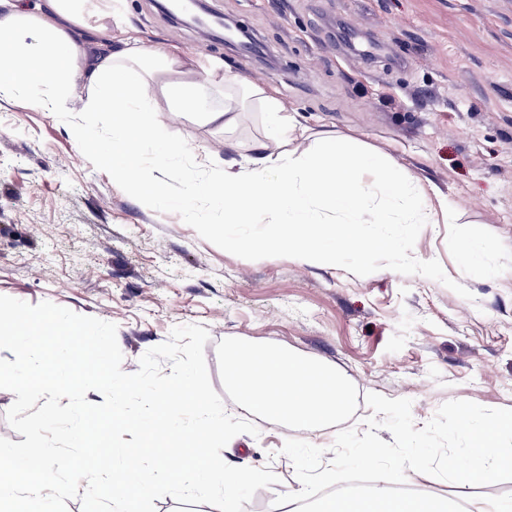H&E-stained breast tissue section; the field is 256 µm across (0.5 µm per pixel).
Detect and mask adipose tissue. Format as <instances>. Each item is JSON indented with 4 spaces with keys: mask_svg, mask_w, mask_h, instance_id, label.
I'll return each mask as SVG.
<instances>
[{
    "mask_svg": "<svg viewBox=\"0 0 512 512\" xmlns=\"http://www.w3.org/2000/svg\"><path fill=\"white\" fill-rule=\"evenodd\" d=\"M95 2L44 0L32 9L25 0H0V40L7 42L0 50V95L24 96L55 112L60 100L74 94L75 78L83 77L89 108L112 115V137L101 151L111 159L114 177L134 192L158 196L161 188L143 178V147L151 137L139 119L143 107L159 94L170 110L194 112L223 127L234 124L239 107L229 98L223 108L212 107L206 89L215 78L191 59L145 49L132 35L116 42L107 28L90 27ZM264 102L268 133L254 156L245 165L230 161L223 171L209 172L204 182L188 186L187 196L223 199L225 223L268 225L266 249L291 251L323 267L336 265L341 248H362L364 225L394 223L397 206L432 223L423 190L391 157L355 155L333 136L321 138L315 152L296 156L290 143L303 129L273 97ZM366 172L373 180H363ZM225 371L247 380L241 400L248 411L308 431L346 409L347 387L335 372L278 353L239 349Z\"/></svg>",
    "mask_w": 512,
    "mask_h": 512,
    "instance_id": "ef3b65f1",
    "label": "adipose tissue"
}]
</instances>
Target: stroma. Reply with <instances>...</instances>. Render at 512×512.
I'll list each match as a JSON object with an SVG mask.
<instances>
[{"label":"stroma","mask_w":512,"mask_h":512,"mask_svg":"<svg viewBox=\"0 0 512 512\" xmlns=\"http://www.w3.org/2000/svg\"><path fill=\"white\" fill-rule=\"evenodd\" d=\"M208 4L248 25L268 64L171 21L157 0H124L119 25L89 22L273 90L306 128L297 152L333 135L389 154L453 223L367 225L379 244L410 242L405 257L379 247L326 268L268 253L262 225L225 223L213 199L190 201L191 223L177 207L196 169L251 157L266 129L259 100L227 129L162 101L142 113L147 128L194 149L168 157L163 143L147 142L145 179L161 185L162 203L114 179L76 135L80 126L112 137L109 113L85 111V87L63 112L0 98V295L116 324L127 373L173 327L202 325L212 386L238 419L247 413L224 383L228 350L283 351L332 367L347 384L348 409L309 438L326 450L337 431H364L370 392L410 399L419 429L451 400L512 409V0ZM242 240L252 249H237ZM424 265L428 275L418 276ZM254 422L258 436H235L221 455L235 467H270L278 482L244 512H291L301 484L281 448L305 435L287 422ZM406 482L457 503H512V481L471 486L410 470Z\"/></svg>","instance_id":"stroma-1"}]
</instances>
